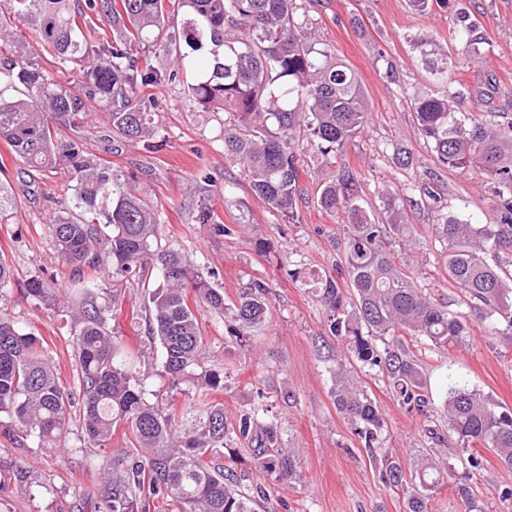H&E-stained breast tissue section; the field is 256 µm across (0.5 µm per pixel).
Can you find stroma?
I'll return each instance as SVG.
<instances>
[{"label": "stroma", "mask_w": 512, "mask_h": 512, "mask_svg": "<svg viewBox=\"0 0 512 512\" xmlns=\"http://www.w3.org/2000/svg\"><path fill=\"white\" fill-rule=\"evenodd\" d=\"M297 15L321 47L358 75L369 103L367 128L341 151L322 156L304 148L301 183L305 195L294 220L256 201L242 168L224 155V113L206 112L186 95L181 82L149 89L147 110L160 132L155 146L122 138L104 113L85 127L58 125L59 140L82 141L122 181L156 205L158 240L182 251L211 286L236 300L252 281L272 283L271 318L260 330L233 336L224 316L198 306L196 316L205 338L204 369L219 372L222 388L199 401L196 384L172 382L164 354L148 334L147 310L152 292L162 286L157 264L142 275L116 278L101 274L99 302L106 305L112 338L137 356L135 375L148 401L173 405L180 428L192 429L207 404L223 403L229 415L268 410L280 425L283 442L297 451L298 477L278 482L259 472L246 445L232 440L226 451L238 460L245 486H263L265 499L256 512H405L402 495L382 485L352 426L336 408L333 380L337 361H345L358 384L385 420V450L412 471L429 445L426 416L407 411L393 399L377 369L345 356L328 336L318 290L308 272L329 273L336 261L332 240L346 221L343 211L327 212L317 189L338 177L343 167L358 174V196L372 215H379L383 194L406 212L412 237L397 247L411 256L421 286L450 312L461 309L460 292L445 279L438 247L437 221L421 187L436 175L446 215L470 224L498 221L494 182L476 170L452 172L434 160L419 132L411 104L436 88L422 62L419 45L427 42L448 56L460 108L479 119L487 112L512 119V0H448L444 10L415 14L408 0H297ZM475 24L473 39L480 59L466 58L455 41L460 13ZM413 157L405 170L393 161L396 149ZM23 163L0 141V182L10 188L12 204L0 214V254L12 269L0 286V311L24 332L43 341L44 352L66 391L78 393L73 340L79 330L65 307L29 295L26 285L39 278L53 287L71 286V272L57 255L48 233L55 212L72 206L66 170L37 174L28 188ZM210 223H201V214ZM433 409H441L448 390L465 386L491 395L512 409V335L471 323L458 347L424 351ZM83 409L74 402L67 433L59 447L43 448L37 440L15 447L0 434V512H98L104 494L103 467L126 448L116 430L107 449L89 448L84 439ZM449 468L442 486L429 498L428 512H466L457 485H469L482 512H512V472L497 457L479 449L480 470L469 472L467 449L449 440Z\"/></svg>", "instance_id": "35a3bbf8"}]
</instances>
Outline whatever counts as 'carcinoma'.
Masks as SVG:
<instances>
[{
    "instance_id": "obj_1",
    "label": "carcinoma",
    "mask_w": 512,
    "mask_h": 512,
    "mask_svg": "<svg viewBox=\"0 0 512 512\" xmlns=\"http://www.w3.org/2000/svg\"><path fill=\"white\" fill-rule=\"evenodd\" d=\"M5 0L20 23L35 26L44 50L59 64L82 71L77 85L52 80L31 57L12 25L0 21V140L32 172L57 166L72 180L77 213L57 214L48 224L59 258L73 270L72 292L79 301L75 337L84 433L95 449L108 447L120 425L129 429V447L112 461L105 484L104 512H147L150 495L165 493L181 512H254L232 464L217 462V449L230 438L247 444L256 467L275 478H296L295 449L281 441L278 423L245 411L236 421L217 403L206 409L192 431L178 430L172 408L149 402L108 328L107 308L97 303L98 274L107 258L112 275L134 276L149 261L161 269L163 286L150 297L149 335L164 350V370L178 382L199 366L205 344L194 303L231 311L239 327L259 330L271 318V285L255 281L227 303L224 295L176 249L158 244L155 206L135 187L91 160L74 141L57 139L55 124L84 122L92 108L107 112L112 128L129 139H152L141 93L175 80L181 71H201L187 85L204 111L228 112L224 155L240 165L254 195L282 216L295 217L301 198L300 144L328 156L340 150L369 121V108L356 72L331 52L316 47L297 20L296 0ZM184 15L180 30L165 29L168 5ZM427 14L448 0H410ZM472 23L461 20L456 38L474 58ZM158 46L173 57L156 66L135 54ZM423 63L439 91L417 98L412 109L438 164L455 170L478 169L496 183L497 224H468L443 214L444 197L423 185L438 212L435 241L444 254L448 282L461 304L493 329L512 330V121L498 115L475 120L459 110L448 86V62L434 48L422 49ZM357 175L349 167L319 188V204L347 214L343 236L335 239L336 275L311 274L318 286L330 335L349 354L387 380L396 401L430 415L427 368L409 343L447 350L469 336L464 313H450L417 282L407 261L395 262L390 246L408 225L392 200L383 217L370 216L355 197ZM112 227L102 235L100 225ZM497 252L488 263L486 253ZM26 290L55 303L68 301L60 289L32 279ZM333 394L337 409L355 427L369 460L379 463V479L406 495L407 512H427L430 494L440 486L448 451L431 448L407 480L400 460L382 453L384 420L344 365H336ZM72 394L62 388L42 342L23 333L0 313V415L9 440L34 437L57 447L67 430ZM445 430L465 448H487L512 470V410L476 389L452 387L445 400Z\"/></svg>"
}]
</instances>
